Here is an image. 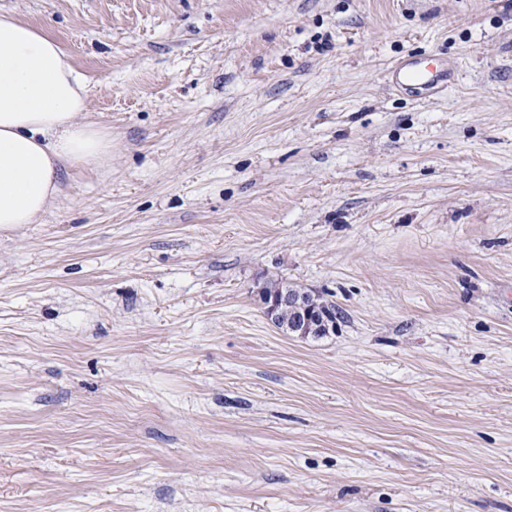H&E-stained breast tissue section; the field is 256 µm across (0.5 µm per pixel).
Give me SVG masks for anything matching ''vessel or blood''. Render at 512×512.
Masks as SVG:
<instances>
[{
  "instance_id": "b4317fda",
  "label": "vessel or blood",
  "mask_w": 512,
  "mask_h": 512,
  "mask_svg": "<svg viewBox=\"0 0 512 512\" xmlns=\"http://www.w3.org/2000/svg\"><path fill=\"white\" fill-rule=\"evenodd\" d=\"M454 72V65L411 57L395 62L389 71V79L394 89L425 98L449 88Z\"/></svg>"
}]
</instances>
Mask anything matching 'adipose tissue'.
Here are the masks:
<instances>
[{
    "instance_id": "obj_1",
    "label": "adipose tissue",
    "mask_w": 512,
    "mask_h": 512,
    "mask_svg": "<svg viewBox=\"0 0 512 512\" xmlns=\"http://www.w3.org/2000/svg\"><path fill=\"white\" fill-rule=\"evenodd\" d=\"M87 94L57 42L0 13V227L37 223L60 192L63 167L110 156V139L82 117Z\"/></svg>"
}]
</instances>
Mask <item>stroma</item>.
<instances>
[{"label": "stroma", "instance_id": "35a3bbf8", "mask_svg": "<svg viewBox=\"0 0 512 512\" xmlns=\"http://www.w3.org/2000/svg\"><path fill=\"white\" fill-rule=\"evenodd\" d=\"M0 10L112 140L0 228V512H512V0ZM455 65L411 57L395 62L389 71L391 86L417 98H426L452 85ZM262 301L264 313L266 316L272 321L274 313L280 304H291L292 307L299 309L302 311L305 322L309 323L311 321V312L308 310V307L305 305L304 299L299 295H290L285 294L284 296L278 298H267L265 297Z\"/></svg>", "mask_w": 512, "mask_h": 512}]
</instances>
